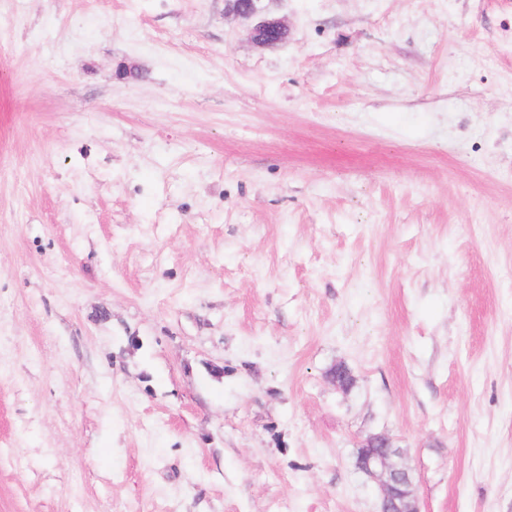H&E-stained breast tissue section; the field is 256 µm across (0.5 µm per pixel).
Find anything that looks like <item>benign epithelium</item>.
Wrapping results in <instances>:
<instances>
[{
  "label": "benign epithelium",
  "mask_w": 512,
  "mask_h": 512,
  "mask_svg": "<svg viewBox=\"0 0 512 512\" xmlns=\"http://www.w3.org/2000/svg\"><path fill=\"white\" fill-rule=\"evenodd\" d=\"M224 16L251 24L250 38L259 47H273L272 37L288 30L284 19L272 14L268 0H224ZM402 450L384 435L361 440L356 451V468L379 482V512H419L410 473L395 463Z\"/></svg>",
  "instance_id": "7a95c632"
}]
</instances>
